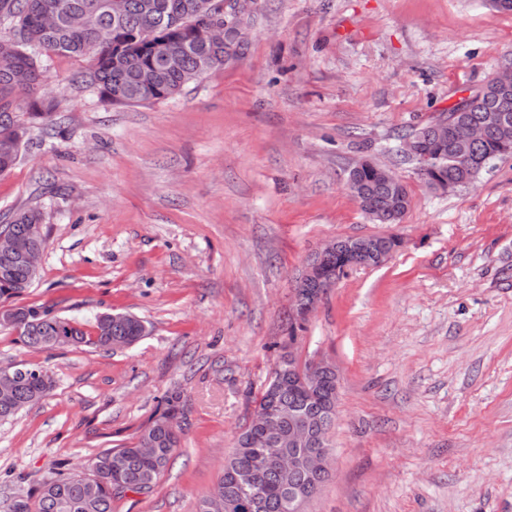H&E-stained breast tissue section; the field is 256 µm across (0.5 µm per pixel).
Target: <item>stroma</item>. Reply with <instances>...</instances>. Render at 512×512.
I'll return each mask as SVG.
<instances>
[{
	"label": "stroma",
	"mask_w": 512,
	"mask_h": 512,
	"mask_svg": "<svg viewBox=\"0 0 512 512\" xmlns=\"http://www.w3.org/2000/svg\"><path fill=\"white\" fill-rule=\"evenodd\" d=\"M243 58L174 98L112 105L86 58L54 57L57 135L25 100L29 144L0 173V222L39 207L48 245L21 305L92 327L127 312L150 333L114 351L27 349L0 366L55 374L0 422V512L43 480L134 443L180 391L182 446L153 491L112 512H196L280 356L340 375L330 478L306 512H512V157L431 188L403 134L512 65V12L491 0H260ZM394 168L411 204L370 220L344 177ZM394 235L291 331L293 287L332 238Z\"/></svg>",
	"instance_id": "obj_1"
}]
</instances>
